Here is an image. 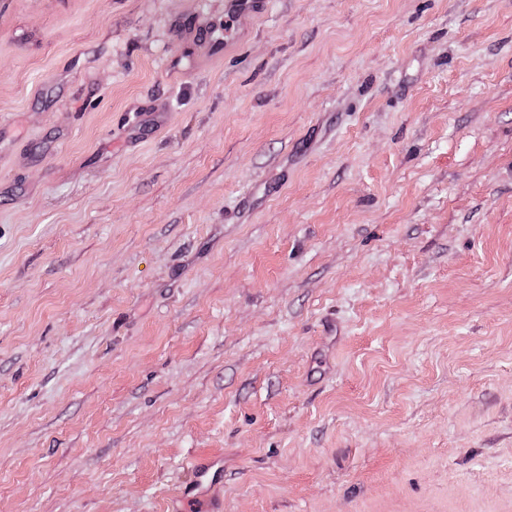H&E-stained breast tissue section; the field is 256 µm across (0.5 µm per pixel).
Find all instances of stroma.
<instances>
[{
	"label": "stroma",
	"instance_id": "35a3bbf8",
	"mask_svg": "<svg viewBox=\"0 0 512 512\" xmlns=\"http://www.w3.org/2000/svg\"><path fill=\"white\" fill-rule=\"evenodd\" d=\"M223 26L0 0V512H512V0ZM220 463V458H206L197 461L193 465V470L197 474L196 483L186 493L184 492L183 495L172 499L171 504L168 506L169 511L178 512L182 510L185 502L189 500H203L208 503L209 511L221 512L223 510L222 501L207 495L210 487L213 485L212 478L210 479L211 471L216 466L218 467L215 470L222 468L223 465H220Z\"/></svg>",
	"mask_w": 512,
	"mask_h": 512
}]
</instances>
